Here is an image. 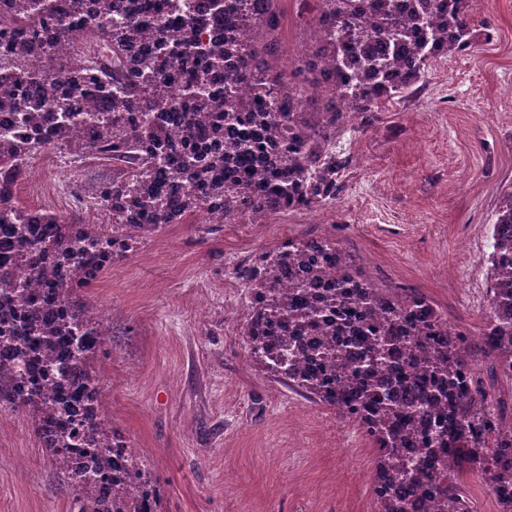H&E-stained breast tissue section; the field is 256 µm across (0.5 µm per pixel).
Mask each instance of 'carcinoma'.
I'll return each mask as SVG.
<instances>
[{
  "mask_svg": "<svg viewBox=\"0 0 512 512\" xmlns=\"http://www.w3.org/2000/svg\"><path fill=\"white\" fill-rule=\"evenodd\" d=\"M0 0V407L29 411L47 457L69 486L73 512H160L153 477L116 471L118 436L100 417L103 390L69 404L58 393L92 379L91 315L73 290L126 256L138 239L194 217L210 224H264L283 211L336 199L350 156L336 136L357 114L423 80L428 63L472 51L480 33L470 0H319L318 48L284 64L282 0H206L223 31L202 39L188 0ZM94 44L97 63L47 53L39 34ZM224 88L214 89L219 79ZM328 101L304 111L313 89ZM135 112L143 130L129 127ZM178 125L170 141L164 122ZM224 131V151L199 152L198 138ZM90 149L120 176L98 187L113 234L14 196L36 151ZM492 223L485 345L512 377V185ZM55 260L48 263V252ZM27 270L40 288H24ZM331 275V288L320 286ZM251 292L244 335L271 374L336 409L376 444L378 512H472L461 475L482 478L500 512H512V425L491 409L465 358L463 333L419 293L381 290L353 256L326 238L290 239L241 273ZM406 363L395 373L392 355ZM51 378L52 386L38 382ZM98 419H77L75 405ZM414 455L406 457L404 450Z\"/></svg>",
  "mask_w": 512,
  "mask_h": 512,
  "instance_id": "obj_1",
  "label": "carcinoma"
}]
</instances>
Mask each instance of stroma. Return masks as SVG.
<instances>
[{
	"label": "stroma",
	"instance_id": "35a3bbf8",
	"mask_svg": "<svg viewBox=\"0 0 512 512\" xmlns=\"http://www.w3.org/2000/svg\"><path fill=\"white\" fill-rule=\"evenodd\" d=\"M291 55L314 44L317 0H284ZM494 38L433 60L415 94L336 144L352 162L332 203L266 224H169L78 296L110 327L90 366L103 410L137 449L161 512H376L378 452L358 425L255 363L246 307L224 309L227 255L327 237L380 288L425 296L465 334L488 401L512 418V379L484 343L494 211L512 184V0H471ZM74 193L112 179L74 156ZM28 416L0 408V512H72Z\"/></svg>",
	"mask_w": 512,
	"mask_h": 512
}]
</instances>
